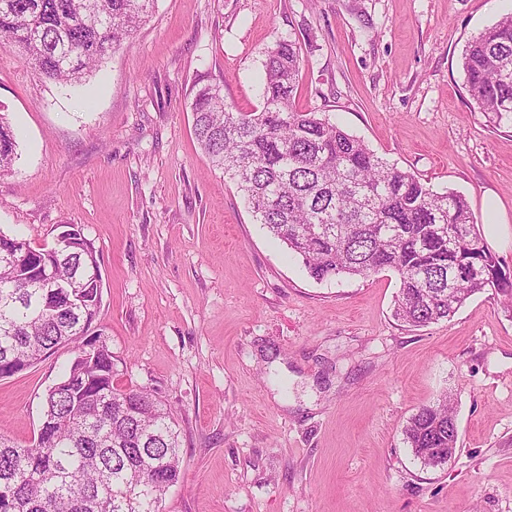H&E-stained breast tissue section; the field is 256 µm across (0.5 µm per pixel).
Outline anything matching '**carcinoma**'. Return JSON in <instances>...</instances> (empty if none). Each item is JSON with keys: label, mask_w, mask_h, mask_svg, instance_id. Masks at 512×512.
<instances>
[{"label": "carcinoma", "mask_w": 512, "mask_h": 512, "mask_svg": "<svg viewBox=\"0 0 512 512\" xmlns=\"http://www.w3.org/2000/svg\"><path fill=\"white\" fill-rule=\"evenodd\" d=\"M154 0H0V44L45 78L78 82L122 48ZM305 65L292 40L267 51L263 105L241 112L204 85L191 103L194 133L212 165L237 180L257 223L323 282L394 271V316L414 327L451 318L473 294L512 298V274L482 242L466 199L433 191L378 156L324 112L299 111ZM478 111L512 122V12L480 32L461 57ZM16 140L0 115V175ZM52 270L45 280L39 268ZM99 263L93 243L33 247L0 230V377L73 346L75 357L44 396L37 437L0 436V512H159L181 476V440L165 403L115 383L108 345L86 336L101 294L80 283ZM404 440L427 466L458 448L453 402L443 395L413 414Z\"/></svg>", "instance_id": "carcinoma-1"}]
</instances>
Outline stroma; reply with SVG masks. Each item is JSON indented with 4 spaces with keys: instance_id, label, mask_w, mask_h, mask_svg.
I'll return each instance as SVG.
<instances>
[{
    "instance_id": "obj_1",
    "label": "stroma",
    "mask_w": 512,
    "mask_h": 512,
    "mask_svg": "<svg viewBox=\"0 0 512 512\" xmlns=\"http://www.w3.org/2000/svg\"><path fill=\"white\" fill-rule=\"evenodd\" d=\"M512 0H155L86 81L0 46L16 135L0 230L32 246L80 227L99 258L93 324L124 388L170 409L182 478L161 512H512V302L393 316L399 279L319 282L258 224L193 131L196 87L251 111L268 48L296 41V103L434 191L462 194L512 272V123L474 107L461 56ZM72 347L0 380V435L33 441ZM455 396L458 450L424 466L408 418Z\"/></svg>"
}]
</instances>
